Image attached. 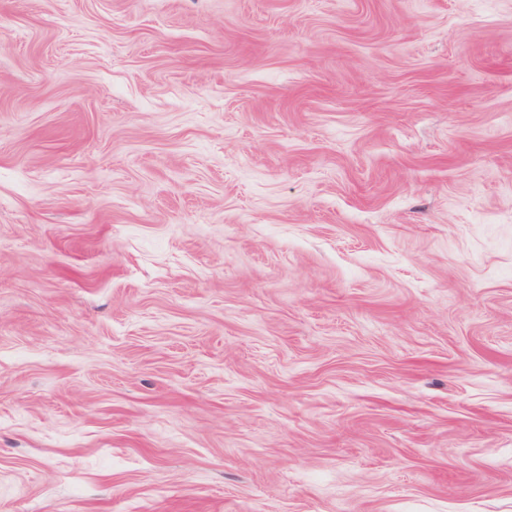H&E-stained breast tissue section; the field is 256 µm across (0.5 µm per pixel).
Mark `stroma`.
Instances as JSON below:
<instances>
[{"label": "stroma", "instance_id": "1", "mask_svg": "<svg viewBox=\"0 0 512 512\" xmlns=\"http://www.w3.org/2000/svg\"><path fill=\"white\" fill-rule=\"evenodd\" d=\"M0 512H512V0H0Z\"/></svg>", "mask_w": 512, "mask_h": 512}]
</instances>
